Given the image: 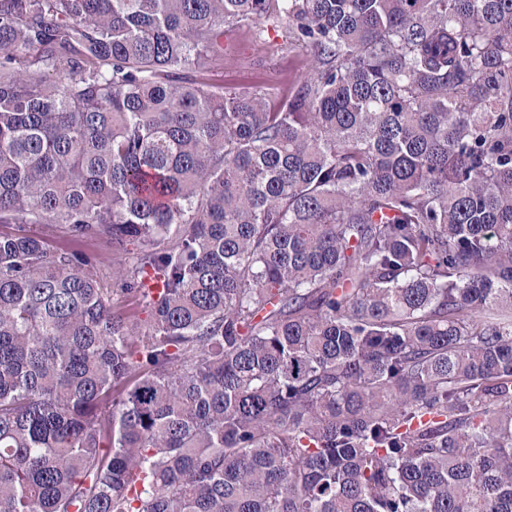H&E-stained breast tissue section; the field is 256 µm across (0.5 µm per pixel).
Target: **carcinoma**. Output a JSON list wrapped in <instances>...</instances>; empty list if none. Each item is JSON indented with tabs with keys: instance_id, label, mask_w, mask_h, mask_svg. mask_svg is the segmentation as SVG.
I'll return each instance as SVG.
<instances>
[{
	"instance_id": "cac0c4a2",
	"label": "carcinoma",
	"mask_w": 512,
	"mask_h": 512,
	"mask_svg": "<svg viewBox=\"0 0 512 512\" xmlns=\"http://www.w3.org/2000/svg\"><path fill=\"white\" fill-rule=\"evenodd\" d=\"M0 512H512V0H0ZM224 28V60L217 61L204 71L209 82L225 88L260 86L266 89L272 103L304 72L301 55L288 52L281 37L269 31L259 37L256 29ZM59 244H63L79 252L84 253L88 257L97 261L101 266H106L111 258V252L109 246L99 240L95 241H84L78 243L68 242L65 238L59 237L55 239Z\"/></svg>"
}]
</instances>
